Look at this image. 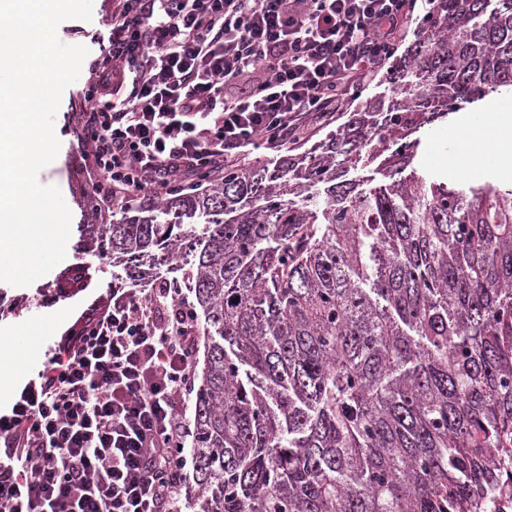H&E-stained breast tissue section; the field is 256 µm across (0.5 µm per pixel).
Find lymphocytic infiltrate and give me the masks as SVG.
Listing matches in <instances>:
<instances>
[{"label":"lymphocytic infiltrate","mask_w":512,"mask_h":512,"mask_svg":"<svg viewBox=\"0 0 512 512\" xmlns=\"http://www.w3.org/2000/svg\"><path fill=\"white\" fill-rule=\"evenodd\" d=\"M437 0H113L76 113L99 218L308 139ZM246 93H235L238 83ZM200 323L169 280L94 300L0 414V512H185Z\"/></svg>","instance_id":"1"}]
</instances>
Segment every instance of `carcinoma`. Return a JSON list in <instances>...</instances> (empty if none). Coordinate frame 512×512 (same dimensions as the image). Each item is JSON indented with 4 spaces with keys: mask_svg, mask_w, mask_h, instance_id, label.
<instances>
[{
    "mask_svg": "<svg viewBox=\"0 0 512 512\" xmlns=\"http://www.w3.org/2000/svg\"><path fill=\"white\" fill-rule=\"evenodd\" d=\"M420 29L394 97L311 152L83 225L133 284L190 257L198 512H476L512 468V186L414 166L421 128L512 90V0ZM375 159L387 182L346 178Z\"/></svg>",
    "mask_w": 512,
    "mask_h": 512,
    "instance_id": "obj_1",
    "label": "carcinoma"
}]
</instances>
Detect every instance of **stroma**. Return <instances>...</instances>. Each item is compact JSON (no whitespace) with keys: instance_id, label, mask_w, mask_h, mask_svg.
Masks as SVG:
<instances>
[{"instance_id":"obj_1","label":"stroma","mask_w":512,"mask_h":512,"mask_svg":"<svg viewBox=\"0 0 512 512\" xmlns=\"http://www.w3.org/2000/svg\"><path fill=\"white\" fill-rule=\"evenodd\" d=\"M111 8L112 0H94L91 21L68 19L61 22L57 28L59 39L66 44L86 46L90 53H97L98 45L93 37L104 32V21ZM89 76V71H82L79 81L64 91L55 116V133L61 143L60 150L56 159L38 174L41 184L60 189L75 226L91 221L83 207L90 189L85 183L73 179L71 174L74 137L70 121L72 112L79 104L78 93ZM496 109L497 104L493 101L470 106L450 113L443 123L423 130L416 158L418 167L448 183L503 184L498 157H477L465 146L468 127L479 122L484 112ZM74 270L88 278L89 288L76 294H57L56 298L45 299V292L55 291L57 285L65 284ZM127 282L123 266L111 264L83 249L80 234L75 230L70 234L65 259L47 275L24 287L0 283V308L8 305L13 297L26 299L21 312L0 320V353L12 357L13 385H21L42 367L53 341L75 322L80 312L95 298L105 294L112 286Z\"/></svg>"}]
</instances>
